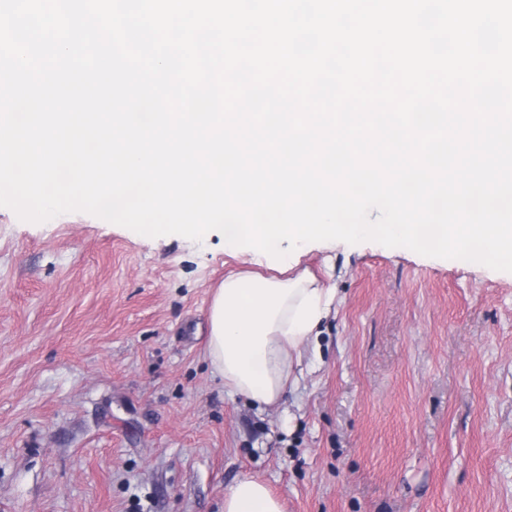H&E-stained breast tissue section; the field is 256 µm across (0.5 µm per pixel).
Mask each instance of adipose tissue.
I'll use <instances>...</instances> for the list:
<instances>
[{
    "label": "adipose tissue",
    "instance_id": "adipose-tissue-1",
    "mask_svg": "<svg viewBox=\"0 0 512 512\" xmlns=\"http://www.w3.org/2000/svg\"><path fill=\"white\" fill-rule=\"evenodd\" d=\"M335 308V287L305 270L283 278L228 275L209 304V364L229 394L261 406L277 404L301 365L294 351L307 344L313 358H320L319 338ZM224 512L284 509L265 484L246 476L225 495Z\"/></svg>",
    "mask_w": 512,
    "mask_h": 512
}]
</instances>
